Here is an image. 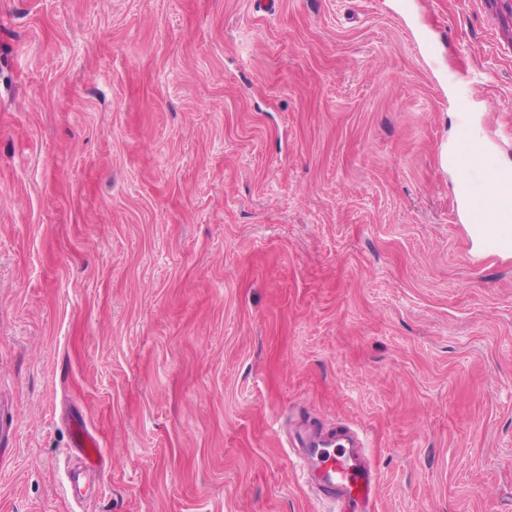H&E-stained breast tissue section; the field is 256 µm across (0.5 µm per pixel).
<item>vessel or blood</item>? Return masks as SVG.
I'll list each match as a JSON object with an SVG mask.
<instances>
[{"mask_svg": "<svg viewBox=\"0 0 512 512\" xmlns=\"http://www.w3.org/2000/svg\"><path fill=\"white\" fill-rule=\"evenodd\" d=\"M71 433L68 479L75 486L82 474L95 470L103 450L99 437L84 419H74ZM294 445L302 450L303 467L318 477L319 494L335 503L336 512H377L376 468L349 426H338L328 434L300 431Z\"/></svg>", "mask_w": 512, "mask_h": 512, "instance_id": "b4317fda", "label": "vessel or blood"}]
</instances>
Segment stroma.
Instances as JSON below:
<instances>
[{
	"mask_svg": "<svg viewBox=\"0 0 512 512\" xmlns=\"http://www.w3.org/2000/svg\"><path fill=\"white\" fill-rule=\"evenodd\" d=\"M462 97L512 165V0H0V512H330L304 419L358 432L379 512H512ZM71 433L73 453L69 458L68 479L71 487L76 488L82 474L98 472L95 462L102 460L103 450L99 437L84 419L73 420Z\"/></svg>",
	"mask_w": 512,
	"mask_h": 512,
	"instance_id": "obj_1",
	"label": "stroma"
}]
</instances>
